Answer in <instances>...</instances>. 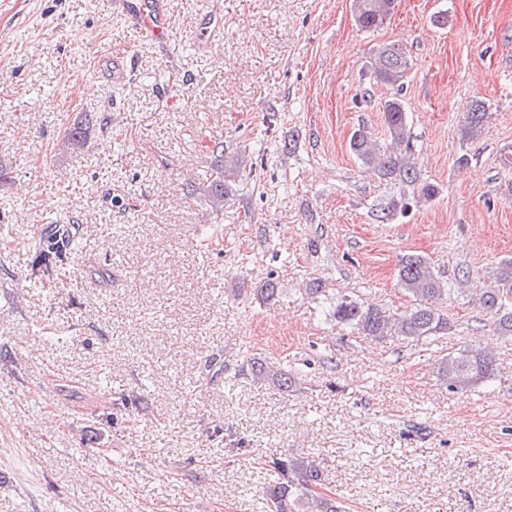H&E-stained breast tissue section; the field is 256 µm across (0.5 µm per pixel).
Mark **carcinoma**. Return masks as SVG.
I'll use <instances>...</instances> for the list:
<instances>
[{
  "instance_id": "carcinoma-1",
  "label": "carcinoma",
  "mask_w": 512,
  "mask_h": 512,
  "mask_svg": "<svg viewBox=\"0 0 512 512\" xmlns=\"http://www.w3.org/2000/svg\"><path fill=\"white\" fill-rule=\"evenodd\" d=\"M398 0H352V15L356 25L363 31H376L390 22L396 12ZM408 50L396 42L380 45L365 64V75L369 87L363 91V99L372 102L370 86L383 85L392 90V95L379 103L384 124V138H379L365 125L355 129L349 140L351 153L362 164L374 168L380 177L397 187L399 196L380 202L373 216L383 224L409 208V200L421 197L433 199L436 186L419 183L415 161L414 134L409 123L401 94L411 70ZM491 118L485 103L478 102L467 113L462 135L466 139L478 137ZM85 128L75 121L64 129L62 148L69 150L84 145ZM247 146L242 145L232 156L224 155V144H216V161L212 165L209 182L199 188L188 185L180 197L189 208L200 197H205L211 208L224 210V195L236 184L251 178L246 170ZM73 250V240L64 237L51 249L40 252V264L45 266L40 277L55 280L62 266L56 259ZM397 278L400 286L412 298L410 308L401 314L392 313L374 305H363L358 299L341 295L329 299L330 316L337 324L352 332L374 339L388 336L401 341H421L431 336L444 335L451 329L448 313L438 305L442 297L452 288L447 280L436 272L428 258L417 253H405L398 262ZM469 302L489 316L498 336L512 339V260L501 261L492 278L470 295ZM250 373L260 383L272 384L286 391L294 378L280 369H273L260 359L249 362ZM436 378L450 392H467L483 382L497 377L494 355L480 348H465L439 359L435 364ZM270 467L277 482L270 492V501L275 512H288V498L303 504L311 512H342L340 502L314 494V487L321 484L322 471L316 460L303 455L276 458Z\"/></svg>"
}]
</instances>
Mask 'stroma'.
<instances>
[{
  "label": "stroma",
  "instance_id": "obj_1",
  "mask_svg": "<svg viewBox=\"0 0 512 512\" xmlns=\"http://www.w3.org/2000/svg\"><path fill=\"white\" fill-rule=\"evenodd\" d=\"M218 9L223 33L197 48ZM168 11L162 49L110 0H0V512H270L266 463L300 451L350 512H512V341L454 294L455 331L422 342L349 332L325 301L404 312L408 252L447 279L512 258V0H402L375 32L351 0ZM388 41L413 60L402 99L438 194L380 224L393 189L349 138L383 129L360 93ZM115 52L131 61L119 84L102 69ZM478 99L492 117L466 141ZM77 117L84 145L59 150ZM219 142L246 146L251 181L223 211L179 206ZM52 225L76 249L41 284L35 237ZM479 343L500 379L440 386L437 360ZM251 354L293 388L244 374Z\"/></svg>",
  "mask_w": 512,
  "mask_h": 512
}]
</instances>
